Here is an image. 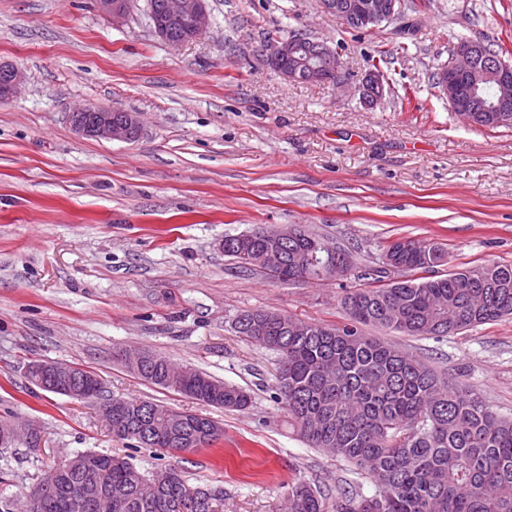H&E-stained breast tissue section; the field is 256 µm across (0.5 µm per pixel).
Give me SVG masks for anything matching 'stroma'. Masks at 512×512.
<instances>
[{
	"instance_id": "stroma-1",
	"label": "stroma",
	"mask_w": 512,
	"mask_h": 512,
	"mask_svg": "<svg viewBox=\"0 0 512 512\" xmlns=\"http://www.w3.org/2000/svg\"><path fill=\"white\" fill-rule=\"evenodd\" d=\"M415 2L402 36L396 21L354 32L320 0H208L207 31L173 48L154 35L147 0H131L121 24L96 0H0V64L25 74L0 103V420L41 431L39 451L0 447V500L88 449L146 472L175 467L223 491L224 512H285L297 481L331 498L357 484L374 493L352 464L289 432L274 354L231 328L251 309L340 324L361 279L282 283L236 267L220 244L302 224L361 266L402 238L443 246L452 269L512 264V127L461 120L434 84L459 36L512 49V0ZM295 29L339 44L345 89L287 81L258 55L265 37ZM381 50L387 85L368 105L360 87ZM87 104L140 113V137L76 135L67 114ZM382 337L512 418V318L441 339ZM121 349L250 389L253 404L219 410L153 386L116 360ZM37 360L93 371L112 396L209 416L224 435L192 453L133 447L95 404L32 384Z\"/></svg>"
}]
</instances>
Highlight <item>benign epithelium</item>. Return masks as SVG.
Segmentation results:
<instances>
[{
    "label": "benign epithelium",
    "instance_id": "obj_1",
    "mask_svg": "<svg viewBox=\"0 0 512 512\" xmlns=\"http://www.w3.org/2000/svg\"><path fill=\"white\" fill-rule=\"evenodd\" d=\"M100 11L114 23L126 21L130 0H97ZM324 12L352 18L365 27H375L383 22L400 18L402 0H350L340 4L337 0H321ZM186 24L180 41L181 47L199 39L210 25V13L207 0H164V19L155 23L153 31L161 41L169 42L170 28L177 24ZM259 55L283 77L293 82L324 84L330 82V71H341V59L336 47L324 40L313 38L306 31L300 36L284 40L277 38L261 45ZM8 80L4 102L14 97L24 80L23 73L11 66L7 70ZM493 80L506 97L512 91V64L495 58L488 60L484 48L478 40H465L457 44L448 62L439 68L438 85L440 92L448 99L449 108L467 122L475 120V113L483 111L471 93L464 86L475 87L482 80ZM384 74L382 70L371 69L362 84L363 99L372 104L384 94ZM117 108L105 105H87L68 113L72 129L86 137L104 140L132 142L136 140L142 125L139 113L123 112L116 117ZM91 113L94 119L87 121L84 115ZM328 270L336 273V278L351 276L355 271L352 255L336 260V251L328 252L326 261ZM29 368L46 379L45 388L62 391L78 400H90L89 391L80 386V375L75 373L77 366L60 361H36ZM35 435L30 424L0 422V445L15 442L21 438Z\"/></svg>",
    "mask_w": 512,
    "mask_h": 512
}]
</instances>
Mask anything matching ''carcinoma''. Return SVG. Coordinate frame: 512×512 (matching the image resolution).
Returning <instances> with one entry per match:
<instances>
[{
    "instance_id": "obj_1",
    "label": "carcinoma",
    "mask_w": 512,
    "mask_h": 512,
    "mask_svg": "<svg viewBox=\"0 0 512 512\" xmlns=\"http://www.w3.org/2000/svg\"><path fill=\"white\" fill-rule=\"evenodd\" d=\"M253 229L242 243L224 236V256L263 268L272 250L302 261L268 270L280 282L332 278L323 267L327 242L305 232L280 242ZM403 279L372 267L362 275L373 285L342 298L344 320L323 327L269 309L246 310L235 333L278 356L276 399L291 433L308 447L354 464L376 486L329 501L306 482L289 486L287 512H512V418L497 415L476 392L443 378L425 361L375 336L376 327L411 336L443 338L512 316V265L478 264L445 274L447 252L434 243L400 240L386 246ZM423 276H417V273ZM151 353L126 369L187 399L219 409L252 405L249 390L188 365ZM112 435L174 452H193L223 437L208 417L146 400L127 399L112 415ZM74 470L50 468L16 500H0V512H24L43 491L39 512H216L221 496L192 486L173 468L143 472L126 458L81 452Z\"/></svg>"
}]
</instances>
